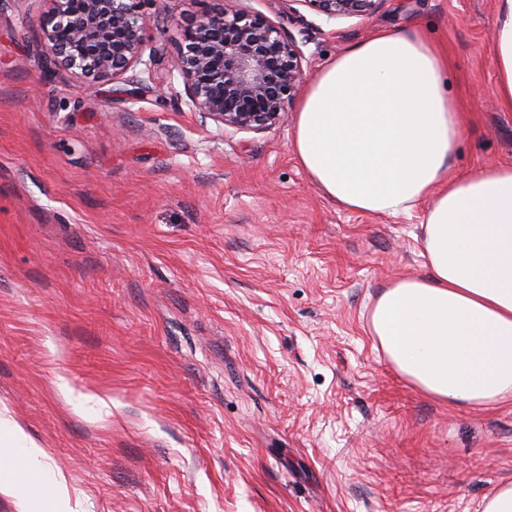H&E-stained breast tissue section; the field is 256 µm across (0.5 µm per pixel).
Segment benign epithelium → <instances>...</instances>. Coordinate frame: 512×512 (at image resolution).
Wrapping results in <instances>:
<instances>
[{
	"label": "benign epithelium",
	"instance_id": "1",
	"mask_svg": "<svg viewBox=\"0 0 512 512\" xmlns=\"http://www.w3.org/2000/svg\"><path fill=\"white\" fill-rule=\"evenodd\" d=\"M40 24L45 68L114 80L143 63V0H48ZM325 21L369 18L387 0H297ZM303 52L265 17L228 4L185 32L179 74L195 111L234 131L279 122L302 79Z\"/></svg>",
	"mask_w": 512,
	"mask_h": 512
}]
</instances>
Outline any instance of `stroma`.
Masks as SVG:
<instances>
[{
    "label": "stroma",
    "mask_w": 512,
    "mask_h": 512,
    "mask_svg": "<svg viewBox=\"0 0 512 512\" xmlns=\"http://www.w3.org/2000/svg\"><path fill=\"white\" fill-rule=\"evenodd\" d=\"M219 5L143 0V59L172 86L120 97L43 72L47 0H0V403L85 512H482L512 482V400L426 396L368 327L384 288L426 272L423 209L325 197L292 151L295 105L231 133L179 99L184 33ZM239 6L302 38L307 80L374 33L421 31L463 112L452 172L512 164L498 0L308 29L297 0Z\"/></svg>",
    "instance_id": "stroma-1"
}]
</instances>
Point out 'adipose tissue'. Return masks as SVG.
I'll return each instance as SVG.
<instances>
[{
    "instance_id": "obj_1",
    "label": "adipose tissue",
    "mask_w": 512,
    "mask_h": 512,
    "mask_svg": "<svg viewBox=\"0 0 512 512\" xmlns=\"http://www.w3.org/2000/svg\"><path fill=\"white\" fill-rule=\"evenodd\" d=\"M494 102L512 112V0H499ZM465 127L448 62L416 31L348 46L306 85L293 152L345 209L404 215L427 203L428 270L376 297L373 336L387 361L430 398L488 407L512 398V165L452 175ZM0 485L24 512H81L59 467L0 403Z\"/></svg>"
}]
</instances>
